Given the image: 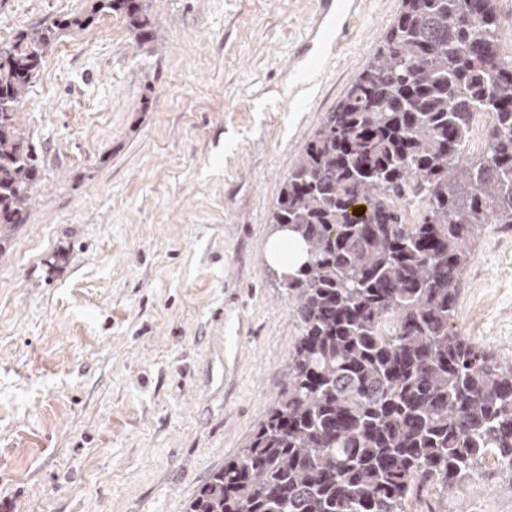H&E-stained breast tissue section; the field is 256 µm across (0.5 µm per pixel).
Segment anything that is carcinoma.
<instances>
[{
    "label": "carcinoma",
    "instance_id": "1",
    "mask_svg": "<svg viewBox=\"0 0 512 512\" xmlns=\"http://www.w3.org/2000/svg\"><path fill=\"white\" fill-rule=\"evenodd\" d=\"M146 0L0 44V251L25 223L38 156L20 102L57 41L101 11L152 40ZM487 152L463 163L473 116ZM423 202L405 223L401 202ZM361 212H356V209ZM305 243L285 284L300 324L287 382L186 512H406L488 453L512 470V364L451 326L483 224H512V56L496 0H401L383 44L288 171L271 212Z\"/></svg>",
    "mask_w": 512,
    "mask_h": 512
}]
</instances>
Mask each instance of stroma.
Returning a JSON list of instances; mask_svg holds the SVG:
<instances>
[{
    "label": "stroma",
    "mask_w": 512,
    "mask_h": 512,
    "mask_svg": "<svg viewBox=\"0 0 512 512\" xmlns=\"http://www.w3.org/2000/svg\"><path fill=\"white\" fill-rule=\"evenodd\" d=\"M149 0L101 15L18 109L41 162L0 254V512H185L252 439L299 323L264 258L289 168L401 0ZM92 0H0V44ZM454 325L512 363V224L482 225ZM407 512H512L484 457Z\"/></svg>",
    "instance_id": "stroma-1"
}]
</instances>
